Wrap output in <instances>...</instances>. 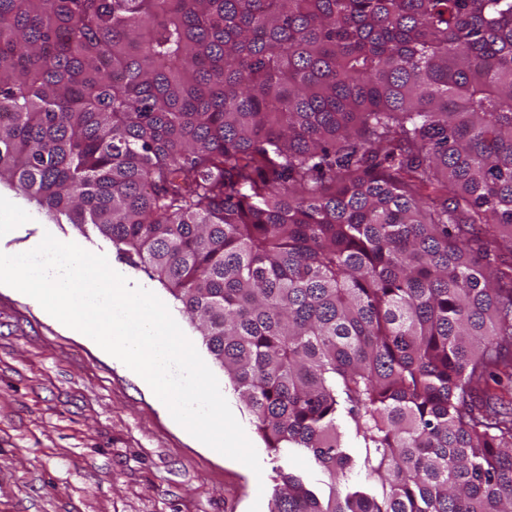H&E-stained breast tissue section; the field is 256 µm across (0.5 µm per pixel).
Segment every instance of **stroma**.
<instances>
[{
    "mask_svg": "<svg viewBox=\"0 0 512 512\" xmlns=\"http://www.w3.org/2000/svg\"><path fill=\"white\" fill-rule=\"evenodd\" d=\"M18 237L45 233L101 253L130 284L153 291L185 335L207 349L177 303L141 269L119 259L92 227L52 218L17 197ZM215 376L255 446L261 474L203 447L122 362L0 286V512H269L275 462L223 370Z\"/></svg>",
    "mask_w": 512,
    "mask_h": 512,
    "instance_id": "35a3bbf8",
    "label": "stroma"
}]
</instances>
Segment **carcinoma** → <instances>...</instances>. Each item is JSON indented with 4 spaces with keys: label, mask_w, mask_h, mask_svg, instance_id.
I'll return each instance as SVG.
<instances>
[{
    "label": "carcinoma",
    "mask_w": 512,
    "mask_h": 512,
    "mask_svg": "<svg viewBox=\"0 0 512 512\" xmlns=\"http://www.w3.org/2000/svg\"><path fill=\"white\" fill-rule=\"evenodd\" d=\"M1 183L180 305L270 512H512V0H0Z\"/></svg>",
    "instance_id": "cac0c4a2"
}]
</instances>
